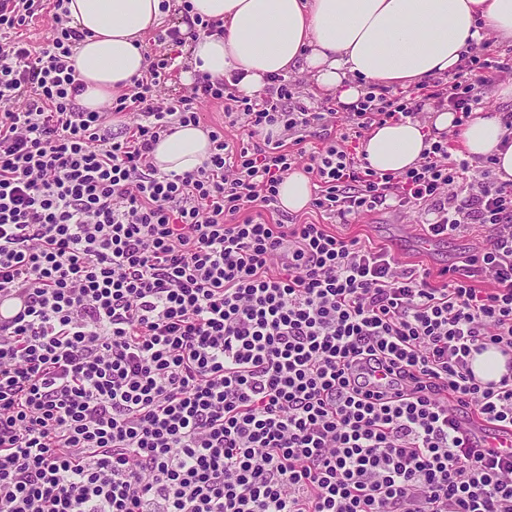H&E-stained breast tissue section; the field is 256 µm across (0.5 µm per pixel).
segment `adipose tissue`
<instances>
[{"label":"adipose tissue","mask_w":512,"mask_h":512,"mask_svg":"<svg viewBox=\"0 0 512 512\" xmlns=\"http://www.w3.org/2000/svg\"><path fill=\"white\" fill-rule=\"evenodd\" d=\"M191 16L218 20L220 35L192 41L188 76L230 78L241 72L242 94L263 89L271 75L306 72L316 88L346 106L369 86L411 88L454 73L469 44L493 34L512 42V0H188ZM161 0H65L72 27L84 39L72 61L86 89L81 106L98 109L146 69L143 35L159 26ZM495 107L476 110L464 126L454 112L426 104L425 121L373 126L361 151L377 173L415 167L443 133L457 131L469 159H495L501 181H512V132L500 106L512 104V78L492 88ZM212 144L201 128L180 127L153 153L157 168L181 174L208 159Z\"/></svg>","instance_id":"1"}]
</instances>
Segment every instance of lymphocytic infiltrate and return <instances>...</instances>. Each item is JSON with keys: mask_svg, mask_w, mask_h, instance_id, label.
I'll list each match as a JSON object with an SVG mask.
<instances>
[{"mask_svg": "<svg viewBox=\"0 0 512 512\" xmlns=\"http://www.w3.org/2000/svg\"><path fill=\"white\" fill-rule=\"evenodd\" d=\"M63 3L0 0V296L21 302L0 322V512H512V452L448 420L455 403L512 429V182L443 141L382 175L358 151L423 100L463 125L508 68L493 42L346 110L281 75L252 97L182 87L172 48L224 25L174 24L88 110ZM40 18L35 48L19 32ZM205 104L246 140L213 128L202 166L160 172L157 143ZM331 121L307 152L302 132ZM299 167L340 223L392 200L429 238L489 233L433 282L327 225L270 222ZM490 348L506 372L484 382L472 359Z\"/></svg>", "mask_w": 512, "mask_h": 512, "instance_id": "lymphocytic-infiltrate-1", "label": "lymphocytic infiltrate"}]
</instances>
